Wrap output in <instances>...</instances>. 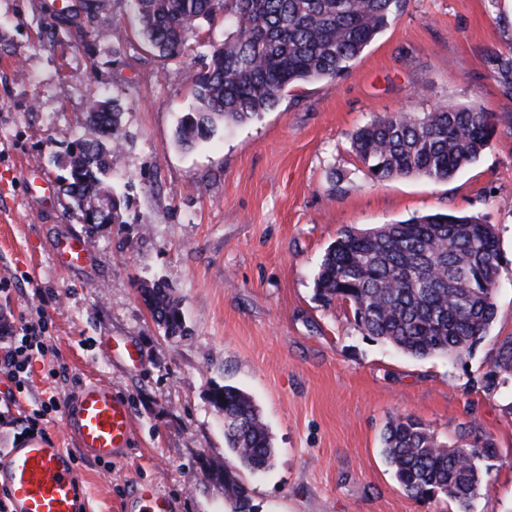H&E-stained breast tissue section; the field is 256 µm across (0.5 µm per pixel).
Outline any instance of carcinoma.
<instances>
[{"mask_svg":"<svg viewBox=\"0 0 512 512\" xmlns=\"http://www.w3.org/2000/svg\"><path fill=\"white\" fill-rule=\"evenodd\" d=\"M138 29L158 53L180 54L188 31L224 17V42L203 56L191 95L192 111L177 129V142L192 147L221 124L244 123L275 110L294 84L335 78L349 70L399 11L402 0H135ZM487 67L512 96V51L493 52ZM80 123L87 133L68 147L65 192L74 212L83 200L112 191V157L121 152V112L93 95ZM496 134V115L484 105L448 104L423 114L388 113L358 128L353 151L370 179L404 177L447 181L474 162ZM501 264L495 228L475 215L437 213L369 230L346 229L328 249L315 278L327 304L349 305L363 335L418 359L465 358L494 321ZM157 324L181 336L185 319L161 283L141 289ZM494 373L512 375V340L499 347ZM213 406L224 410V437L235 461L256 473L270 469L276 448L253 399L242 389L210 386ZM490 437L448 447L410 418L389 422L383 455L406 495L446 498L457 512H471L482 489L480 460L497 456ZM224 473L231 512H250L235 468Z\"/></svg>","mask_w":512,"mask_h":512,"instance_id":"cac0c4a2","label":"carcinoma"}]
</instances>
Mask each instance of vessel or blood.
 Wrapping results in <instances>:
<instances>
[{
  "label": "vessel or blood",
  "instance_id": "vessel-or-blood-1",
  "mask_svg": "<svg viewBox=\"0 0 512 512\" xmlns=\"http://www.w3.org/2000/svg\"><path fill=\"white\" fill-rule=\"evenodd\" d=\"M53 260L67 269L84 268L89 246L84 239L62 237L50 246ZM128 404L109 384L83 382L65 406V427L76 451L92 460H109L132 440ZM73 452L52 440L29 436L0 449V491H5L12 512H88V498L79 484ZM123 512H173L174 504L151 486L142 487Z\"/></svg>",
  "mask_w": 512,
  "mask_h": 512
}]
</instances>
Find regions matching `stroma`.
<instances>
[{
    "label": "stroma",
    "mask_w": 512,
    "mask_h": 512,
    "mask_svg": "<svg viewBox=\"0 0 512 512\" xmlns=\"http://www.w3.org/2000/svg\"><path fill=\"white\" fill-rule=\"evenodd\" d=\"M60 6L0 0V314L43 316L69 373L54 385L35 364L23 410L89 379L131 408L127 450L77 467L90 512H120L138 484L177 512H230L208 472L230 457L206 400L214 382L249 393L273 437L271 469L238 471L251 512H456L397 483L382 434L398 417L449 446L463 428L493 438L472 510L512 512V375L484 387L512 339V97L485 62L512 49V0H403L346 73L293 87L276 110L191 149L175 129L223 22L163 59L140 37L133 0H101L82 35L54 27ZM96 91L122 111L111 182L129 204L123 223L93 232L52 157L81 135ZM476 101L497 115V133L451 180L376 184L352 149L374 117ZM29 166L49 192L25 181ZM447 211L494 225L502 257L496 317L463 360L407 356L364 336L347 304L317 299L319 264L343 230ZM66 236L89 240V269L55 264L49 245ZM154 282L179 298L185 335H166L145 306L139 290ZM115 338L135 342L140 363L109 356Z\"/></svg>",
    "instance_id": "obj_1"
}]
</instances>
